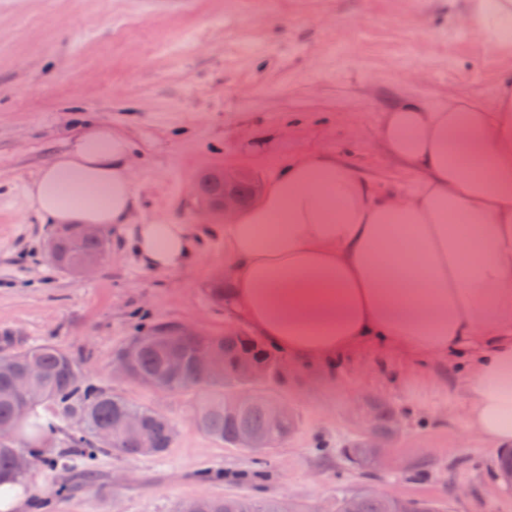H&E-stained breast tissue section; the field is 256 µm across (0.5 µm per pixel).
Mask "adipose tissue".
<instances>
[{"mask_svg":"<svg viewBox=\"0 0 512 512\" xmlns=\"http://www.w3.org/2000/svg\"><path fill=\"white\" fill-rule=\"evenodd\" d=\"M457 15L495 50L512 28V0H462ZM379 137L418 171L413 185L378 187L332 155L288 161L224 225L228 293L294 363L372 345L409 362L465 358L449 411L464 435L512 444V75L491 108L406 100ZM478 159L487 173L474 170ZM24 197L45 224L132 225L150 270H177L199 254L187 225L133 224L130 146L103 127L72 139Z\"/></svg>","mask_w":512,"mask_h":512,"instance_id":"obj_1","label":"adipose tissue"}]
</instances>
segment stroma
I'll return each instance as SVG.
<instances>
[{
  "label": "stroma",
  "instance_id": "1",
  "mask_svg": "<svg viewBox=\"0 0 512 512\" xmlns=\"http://www.w3.org/2000/svg\"><path fill=\"white\" fill-rule=\"evenodd\" d=\"M455 15V0H0V354L54 344L177 429L164 454L103 452L87 478L60 423L46 447L74 466L33 465L27 478L40 487L28 512H178L189 499L234 494L329 508L337 491L367 486L433 498L446 512H512L498 449L462 442L448 414L458 361L405 366L373 347L328 371L287 365L254 391L286 402L297 429L262 454L196 427V409L219 387L163 393L112 374L113 350L153 323L242 328L210 298L227 271L224 221L198 213L200 175L246 169L265 184L286 159L323 152L402 189L417 173L379 139L386 112L406 98L493 105L512 74V43L488 51ZM94 121L131 145L136 221L169 218L201 236L192 264L140 266L125 228L110 234L94 275L51 265L53 228L27 210L23 188ZM376 405L403 429L385 465L364 474L340 450Z\"/></svg>",
  "mask_w": 512,
  "mask_h": 512
}]
</instances>
